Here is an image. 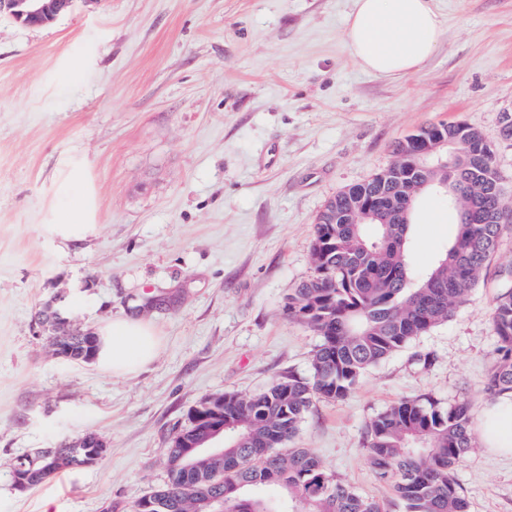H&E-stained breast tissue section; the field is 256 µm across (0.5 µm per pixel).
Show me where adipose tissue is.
Here are the masks:
<instances>
[{
	"label": "adipose tissue",
	"mask_w": 512,
	"mask_h": 512,
	"mask_svg": "<svg viewBox=\"0 0 512 512\" xmlns=\"http://www.w3.org/2000/svg\"><path fill=\"white\" fill-rule=\"evenodd\" d=\"M444 30L434 0H356L346 37L353 56L371 73L397 77L422 67ZM61 241L71 242L95 230L91 203L77 183H70L48 226ZM99 364L113 373H130L150 362L158 340L149 322L120 317L100 331ZM482 446L512 455V401L493 405L478 425Z\"/></svg>",
	"instance_id": "ef3b65f1"
}]
</instances>
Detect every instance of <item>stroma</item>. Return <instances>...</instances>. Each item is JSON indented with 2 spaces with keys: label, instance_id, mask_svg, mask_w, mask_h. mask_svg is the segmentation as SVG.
Here are the masks:
<instances>
[{
  "label": "stroma",
  "instance_id": "stroma-1",
  "mask_svg": "<svg viewBox=\"0 0 512 512\" xmlns=\"http://www.w3.org/2000/svg\"><path fill=\"white\" fill-rule=\"evenodd\" d=\"M445 31L399 78L361 68L345 37L354 0H102L30 27L0 20V512H127L162 486L172 438L203 399L312 373L316 334L288 294L311 277L326 200L392 161L419 128L462 120L492 141L512 190V0H434ZM95 233L46 228L73 176ZM410 263L427 273L457 231L444 195L412 213ZM512 270V223L484 282L448 321L373 366L341 400H315L292 442L404 512L366 448L395 402L492 404L490 315ZM99 330L150 321L155 359L115 375L59 357L34 323ZM430 355V365L418 358ZM93 432L96 464L15 489L17 457ZM471 512H512V456L475 447L456 472Z\"/></svg>",
  "mask_w": 512,
  "mask_h": 512
}]
</instances>
